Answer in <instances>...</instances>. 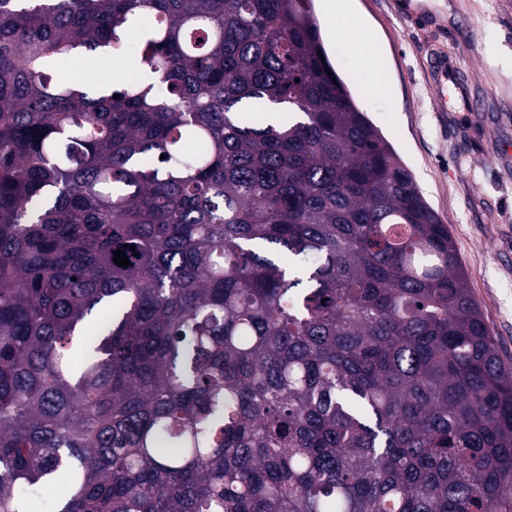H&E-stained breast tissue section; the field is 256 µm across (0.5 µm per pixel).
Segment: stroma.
<instances>
[{
    "mask_svg": "<svg viewBox=\"0 0 512 512\" xmlns=\"http://www.w3.org/2000/svg\"><path fill=\"white\" fill-rule=\"evenodd\" d=\"M336 26L364 22L374 65L324 45L339 75L447 224L503 357L512 359V0H336ZM458 85L440 109L432 62ZM391 89L365 91L378 69Z\"/></svg>",
    "mask_w": 512,
    "mask_h": 512,
    "instance_id": "35a3bbf8",
    "label": "stroma"
}]
</instances>
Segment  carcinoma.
<instances>
[{"instance_id": "obj_1", "label": "carcinoma", "mask_w": 512, "mask_h": 512, "mask_svg": "<svg viewBox=\"0 0 512 512\" xmlns=\"http://www.w3.org/2000/svg\"><path fill=\"white\" fill-rule=\"evenodd\" d=\"M99 56L142 75L60 81ZM36 493L512 512V364L313 0H0V512Z\"/></svg>"}]
</instances>
